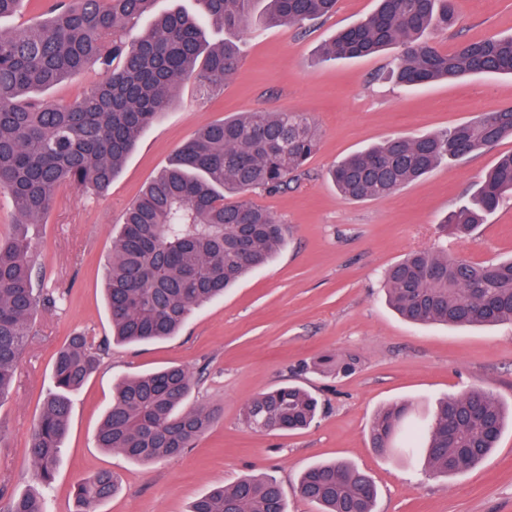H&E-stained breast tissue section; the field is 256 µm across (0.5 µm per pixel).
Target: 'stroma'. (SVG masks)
<instances>
[{"label":"stroma","mask_w":512,"mask_h":512,"mask_svg":"<svg viewBox=\"0 0 512 512\" xmlns=\"http://www.w3.org/2000/svg\"><path fill=\"white\" fill-rule=\"evenodd\" d=\"M454 3L459 23L427 35L441 50L512 33V0ZM374 7L375 0H338L334 14L303 31L256 23L237 33L242 60L223 88L204 93L185 81L106 193L63 186L45 221L30 225L37 265L58 304L34 314L14 394L0 404V510L13 493L32 486L25 443L51 389L53 357L70 334L85 332L107 348L99 369L71 396L70 429L49 490L51 512H74L77 482L101 469L118 475L120 489L99 512H188L211 489L260 472L281 483L288 512H315L299 494L297 478L332 459L373 476L376 512H512L510 426L490 456L448 478L426 475L418 461L383 458L369 441L376 411L398 401L430 412L441 397L479 385L512 402V325L414 326L386 304L383 292L387 268L417 249L445 248L476 262L512 256V199L469 236L452 235L443 223L496 159L512 152V137L440 164L383 198L346 200L326 177L339 159L386 138L438 133L512 107V77L402 86L387 75L400 52L395 45L371 56L321 61L324 41ZM259 110L304 113L319 132L297 186L254 196L287 224V243L269 264L193 312L177 336L143 346L113 342L104 276L124 208L196 129ZM344 354L360 359L351 376L308 368ZM170 364L195 375L191 400L217 409L213 426L192 448L150 464L97 448L117 379ZM288 383L307 387L322 402L310 429L258 434L242 424V407L252 396Z\"/></svg>","instance_id":"35a3bbf8"}]
</instances>
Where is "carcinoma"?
Segmentation results:
<instances>
[{
	"label": "carcinoma",
	"instance_id": "obj_1",
	"mask_svg": "<svg viewBox=\"0 0 512 512\" xmlns=\"http://www.w3.org/2000/svg\"><path fill=\"white\" fill-rule=\"evenodd\" d=\"M157 0H0V19L23 4L45 20L0 30V194L9 196L12 233L0 238V402L13 390L17 363L31 335V318L51 304L36 270L28 226L53 208L68 184L105 193L142 134L173 103L179 86L194 80L204 91L224 87L240 51L233 40L212 45L209 27L240 32L254 21L303 28L331 15L337 0H198L201 11L155 12ZM457 23L454 0H377L359 24L320 48L321 60L369 56L392 45L397 80L427 85L481 73L512 75V34L460 43L443 53L423 40L435 27ZM95 65L107 78L69 100L43 94ZM512 137V112H486L445 132L390 137L353 153L329 171L349 200L388 196L452 162ZM318 131L299 112H244L211 122L179 148L170 164L125 207L106 272L113 336L128 344L176 335L192 311L224 295L249 271L268 263L286 243L288 225L251 199L282 193L304 173ZM512 195V153L501 155L471 200L444 223L466 234ZM389 305L406 321L451 326L512 324V258L476 263L420 249L388 269ZM101 364L100 347L82 332L55 355L53 390L29 433L31 478L52 484L69 430L71 394ZM356 355L324 358L323 375L348 376ZM192 373L181 365L119 381L96 434V447L151 463L182 453L212 426L213 409L190 405ZM321 409L307 389L283 385L253 396L241 420L257 433L297 432ZM500 397L471 387L441 401L425 420L405 403L373 417L372 447L384 457L397 448H421L434 476L448 477L479 464L507 424ZM119 486L101 469L76 489V512H98ZM300 495L318 512H374L375 481L342 461L302 472ZM4 512H49L47 499L23 492ZM189 512H288L276 478L242 477L196 498Z\"/></svg>",
	"mask_w": 512,
	"mask_h": 512
}]
</instances>
